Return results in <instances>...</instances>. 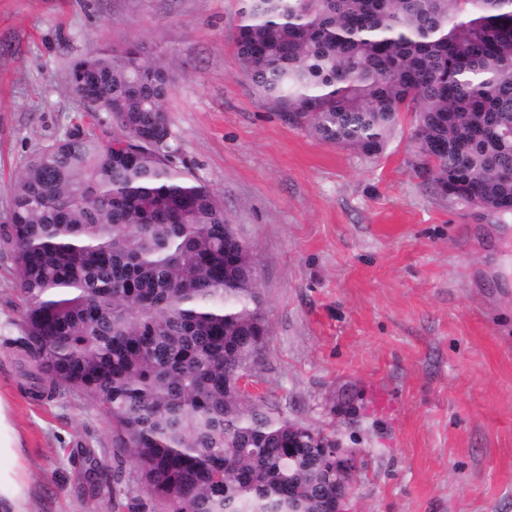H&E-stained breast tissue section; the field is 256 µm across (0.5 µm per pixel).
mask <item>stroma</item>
<instances>
[{"mask_svg": "<svg viewBox=\"0 0 512 512\" xmlns=\"http://www.w3.org/2000/svg\"><path fill=\"white\" fill-rule=\"evenodd\" d=\"M241 0H0V225L10 183L75 128L112 137L67 90L71 64L138 40L174 62L171 127L252 251L270 405L358 460L346 512H512V217L437 194L414 115L366 157L288 125L242 76ZM22 302L0 252V397L27 512H153L112 421L83 393L33 400L10 337ZM94 450L108 478L92 482Z\"/></svg>", "mask_w": 512, "mask_h": 512, "instance_id": "stroma-1", "label": "stroma"}]
</instances>
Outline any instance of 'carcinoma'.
Listing matches in <instances>:
<instances>
[{"mask_svg": "<svg viewBox=\"0 0 512 512\" xmlns=\"http://www.w3.org/2000/svg\"><path fill=\"white\" fill-rule=\"evenodd\" d=\"M242 76L289 123L371 157L399 114L438 192L512 215V0H242ZM171 62L143 43L74 62L104 143L38 147L10 186L26 301L12 339L35 396L87 395L168 512H331L324 432L237 387L267 333L257 268L186 167Z\"/></svg>", "mask_w": 512, "mask_h": 512, "instance_id": "cac0c4a2", "label": "carcinoma"}]
</instances>
